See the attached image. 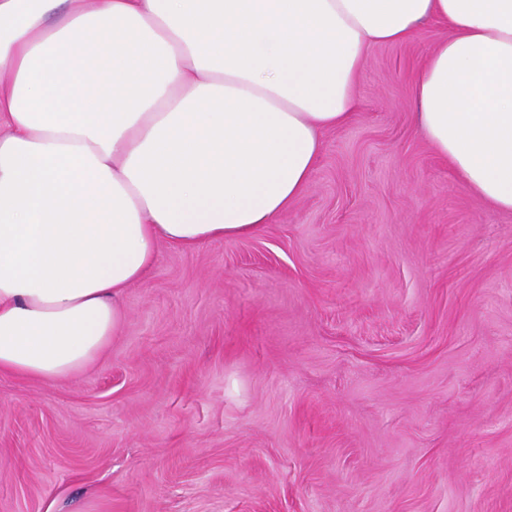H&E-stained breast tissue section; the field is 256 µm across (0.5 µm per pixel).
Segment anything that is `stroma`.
<instances>
[{
	"label": "stroma",
	"instance_id": "obj_1",
	"mask_svg": "<svg viewBox=\"0 0 512 512\" xmlns=\"http://www.w3.org/2000/svg\"><path fill=\"white\" fill-rule=\"evenodd\" d=\"M447 35L370 48L304 194L160 244L78 375L0 374V512H512V212L414 120Z\"/></svg>",
	"mask_w": 512,
	"mask_h": 512
}]
</instances>
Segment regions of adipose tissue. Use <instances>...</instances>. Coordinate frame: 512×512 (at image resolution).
I'll list each match as a JSON object with an SVG mask.
<instances>
[{"instance_id": "obj_1", "label": "adipose tissue", "mask_w": 512, "mask_h": 512, "mask_svg": "<svg viewBox=\"0 0 512 512\" xmlns=\"http://www.w3.org/2000/svg\"><path fill=\"white\" fill-rule=\"evenodd\" d=\"M429 23L416 124L512 212V0H0V371H82L159 243L271 223L368 50Z\"/></svg>"}]
</instances>
